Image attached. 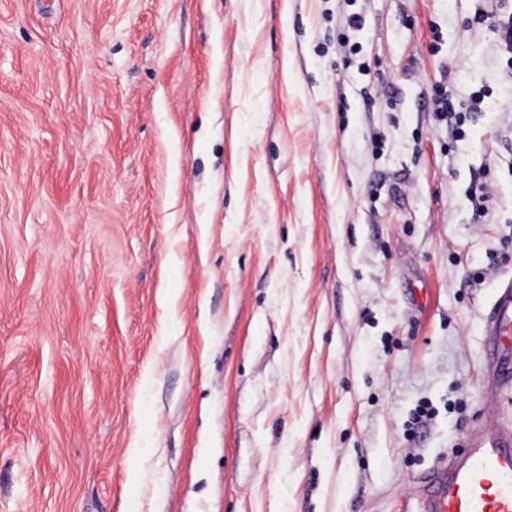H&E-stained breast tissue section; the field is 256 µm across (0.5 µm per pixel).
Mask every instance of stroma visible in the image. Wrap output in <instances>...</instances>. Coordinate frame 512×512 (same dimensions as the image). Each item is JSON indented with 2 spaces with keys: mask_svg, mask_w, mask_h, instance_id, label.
Returning a JSON list of instances; mask_svg holds the SVG:
<instances>
[{
  "mask_svg": "<svg viewBox=\"0 0 512 512\" xmlns=\"http://www.w3.org/2000/svg\"><path fill=\"white\" fill-rule=\"evenodd\" d=\"M511 15L0 0V512H406L485 412ZM485 98L484 94H476L472 99V105L466 106L462 103H457L448 96L445 90L438 89L433 99V112L439 120H447L448 113L451 112H471L477 110L475 105L483 103Z\"/></svg>",
  "mask_w": 512,
  "mask_h": 512,
  "instance_id": "stroma-1",
  "label": "stroma"
}]
</instances>
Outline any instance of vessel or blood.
I'll use <instances>...</instances> for the list:
<instances>
[{"mask_svg": "<svg viewBox=\"0 0 512 512\" xmlns=\"http://www.w3.org/2000/svg\"><path fill=\"white\" fill-rule=\"evenodd\" d=\"M487 415L465 436L464 449L419 481L423 512H512V428L492 409L512 387V284L497 288L485 316Z\"/></svg>", "mask_w": 512, "mask_h": 512, "instance_id": "1", "label": "vessel or blood"}]
</instances>
